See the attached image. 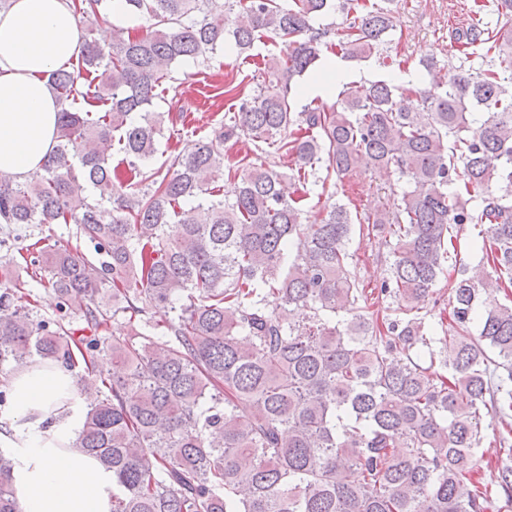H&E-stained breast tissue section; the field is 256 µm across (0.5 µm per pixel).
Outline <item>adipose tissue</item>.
Listing matches in <instances>:
<instances>
[{
  "label": "adipose tissue",
  "instance_id": "1",
  "mask_svg": "<svg viewBox=\"0 0 512 512\" xmlns=\"http://www.w3.org/2000/svg\"><path fill=\"white\" fill-rule=\"evenodd\" d=\"M70 0H10L0 11V174L25 181L56 143L60 105L46 75L78 56ZM6 442L23 512H112V473L75 449L87 397L58 365L9 375Z\"/></svg>",
  "mask_w": 512,
  "mask_h": 512
}]
</instances>
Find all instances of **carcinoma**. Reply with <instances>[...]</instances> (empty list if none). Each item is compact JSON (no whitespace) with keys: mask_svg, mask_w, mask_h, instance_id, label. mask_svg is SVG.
<instances>
[{"mask_svg":"<svg viewBox=\"0 0 512 512\" xmlns=\"http://www.w3.org/2000/svg\"><path fill=\"white\" fill-rule=\"evenodd\" d=\"M74 2L95 16L106 0ZM127 3L146 33L114 28L105 45L85 32L77 69L48 77L62 110L42 171L0 176V372L56 364L94 395L75 447L112 471V512H489L474 477L485 426L512 450V302L497 299L512 287V0H493L494 38L477 0L457 32L486 46L487 69L427 61L423 88L352 84L336 108L299 112L294 79L324 48L369 56L394 0L354 10L340 33L312 24L332 0ZM264 37L282 45L269 85L150 167L161 125L185 121L150 110L171 65ZM242 136L276 146L304 186L365 167L413 189L394 211L355 221L336 202L311 222L277 171L244 156L228 201L212 174ZM356 223L393 257L369 292L351 271ZM29 224H73L75 240L12 254ZM465 224L481 226L487 266L448 281L451 322L435 324L427 307ZM32 267L51 317L25 291ZM157 306L175 313L162 331L146 318ZM11 469L0 451V512H22Z\"/></svg>","mask_w":512,"mask_h":512,"instance_id":"carcinoma-1","label":"carcinoma"}]
</instances>
